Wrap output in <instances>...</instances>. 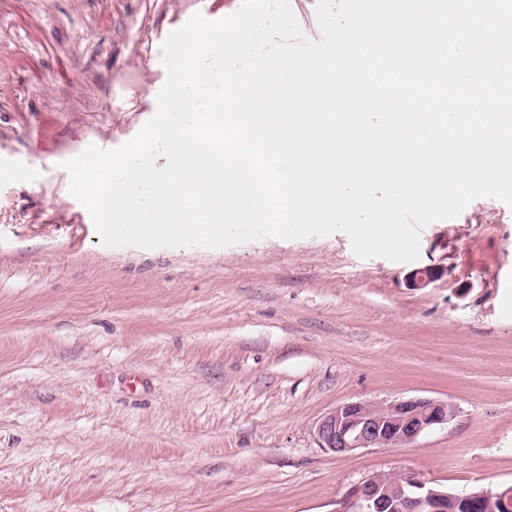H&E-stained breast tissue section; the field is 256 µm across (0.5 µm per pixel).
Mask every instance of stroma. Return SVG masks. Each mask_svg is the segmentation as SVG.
Here are the masks:
<instances>
[{"label": "stroma", "mask_w": 512, "mask_h": 512, "mask_svg": "<svg viewBox=\"0 0 512 512\" xmlns=\"http://www.w3.org/2000/svg\"><path fill=\"white\" fill-rule=\"evenodd\" d=\"M241 6L0 0V512H333L378 471L512 484V206L429 223L404 263L343 232L110 247L72 196L65 162L157 113L166 34ZM416 396L455 419L320 448L337 406Z\"/></svg>", "instance_id": "obj_1"}]
</instances>
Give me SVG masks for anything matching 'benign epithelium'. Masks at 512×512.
<instances>
[{
	"instance_id": "7a95c632",
	"label": "benign epithelium",
	"mask_w": 512,
	"mask_h": 512,
	"mask_svg": "<svg viewBox=\"0 0 512 512\" xmlns=\"http://www.w3.org/2000/svg\"><path fill=\"white\" fill-rule=\"evenodd\" d=\"M439 271L425 266L413 271L410 286L425 288ZM456 407L428 397L341 404L316 424L321 447L337 454L361 448L406 446L438 425L450 423ZM335 512H512V485L450 493L406 471L374 472L336 501Z\"/></svg>"
}]
</instances>
